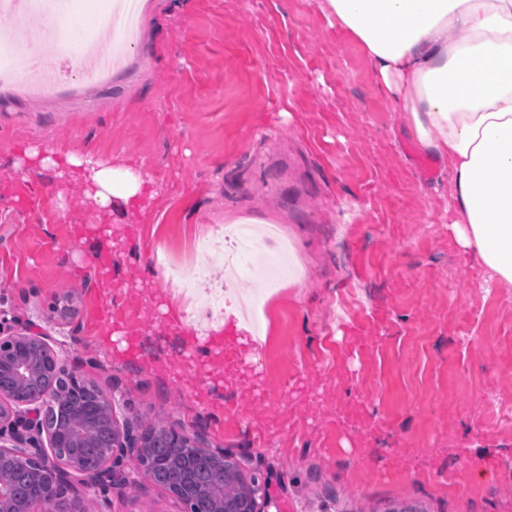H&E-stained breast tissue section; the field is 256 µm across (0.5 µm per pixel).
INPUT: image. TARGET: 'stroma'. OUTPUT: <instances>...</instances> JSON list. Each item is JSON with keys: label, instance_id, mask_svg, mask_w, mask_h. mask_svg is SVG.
Instances as JSON below:
<instances>
[{"label": "stroma", "instance_id": "1", "mask_svg": "<svg viewBox=\"0 0 512 512\" xmlns=\"http://www.w3.org/2000/svg\"><path fill=\"white\" fill-rule=\"evenodd\" d=\"M144 2L99 80L0 83V324L40 327L119 422L268 478L264 512H512V288L456 242L448 170L367 53L324 0ZM22 143L143 169L155 199L99 210L79 172L19 167ZM225 224L273 232L253 271L274 246L296 271L238 281L265 299L260 346L196 336L151 264L223 284L199 238ZM127 474L86 491L94 512H180Z\"/></svg>", "mask_w": 512, "mask_h": 512}]
</instances>
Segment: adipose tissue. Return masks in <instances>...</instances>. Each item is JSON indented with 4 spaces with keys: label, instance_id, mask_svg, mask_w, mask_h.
Here are the masks:
<instances>
[{
    "label": "adipose tissue",
    "instance_id": "ef3b65f1",
    "mask_svg": "<svg viewBox=\"0 0 512 512\" xmlns=\"http://www.w3.org/2000/svg\"><path fill=\"white\" fill-rule=\"evenodd\" d=\"M366 51L382 87L402 98L414 136L450 172L451 229L496 286L512 288V0H326ZM42 167L78 169L102 209L132 216L156 195L142 171L94 153L19 148Z\"/></svg>",
    "mask_w": 512,
    "mask_h": 512
}]
</instances>
